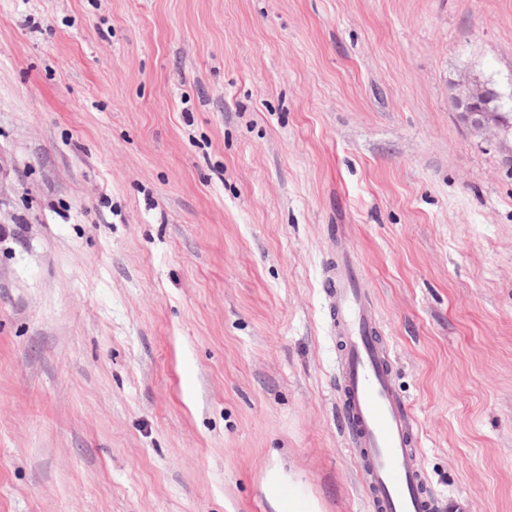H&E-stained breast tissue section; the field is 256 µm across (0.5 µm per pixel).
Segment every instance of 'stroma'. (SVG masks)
<instances>
[{
    "label": "stroma",
    "mask_w": 512,
    "mask_h": 512,
    "mask_svg": "<svg viewBox=\"0 0 512 512\" xmlns=\"http://www.w3.org/2000/svg\"><path fill=\"white\" fill-rule=\"evenodd\" d=\"M512 0H0V512H371L347 233L428 491L512 512ZM499 94L488 82L469 76L456 84L452 104L459 117L474 133L490 135L505 144L512 133L511 115L501 112Z\"/></svg>",
    "instance_id": "obj_1"
}]
</instances>
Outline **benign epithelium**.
Instances as JSON below:
<instances>
[{"label":"benign epithelium","instance_id":"1","mask_svg":"<svg viewBox=\"0 0 512 512\" xmlns=\"http://www.w3.org/2000/svg\"><path fill=\"white\" fill-rule=\"evenodd\" d=\"M497 98V91L488 82L473 75L456 84L452 104L474 133L490 135L503 144L512 133V116L501 111Z\"/></svg>","mask_w":512,"mask_h":512}]
</instances>
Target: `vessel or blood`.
Instances as JSON below:
<instances>
[{
  "instance_id": "b4317fda",
  "label": "vessel or blood",
  "mask_w": 512,
  "mask_h": 512,
  "mask_svg": "<svg viewBox=\"0 0 512 512\" xmlns=\"http://www.w3.org/2000/svg\"><path fill=\"white\" fill-rule=\"evenodd\" d=\"M330 321L339 344L337 387L350 452L369 477L374 512H437L425 498L421 436L392 375L391 349L378 328V313L361 269L341 249L325 271Z\"/></svg>"
}]
</instances>
